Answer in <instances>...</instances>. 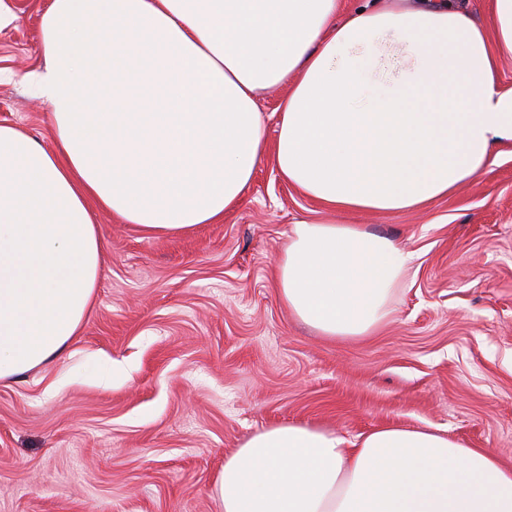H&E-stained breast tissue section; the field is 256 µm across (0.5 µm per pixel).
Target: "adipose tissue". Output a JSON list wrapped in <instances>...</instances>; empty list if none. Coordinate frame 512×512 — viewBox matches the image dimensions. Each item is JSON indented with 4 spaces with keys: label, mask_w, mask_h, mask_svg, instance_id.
<instances>
[{
    "label": "adipose tissue",
    "mask_w": 512,
    "mask_h": 512,
    "mask_svg": "<svg viewBox=\"0 0 512 512\" xmlns=\"http://www.w3.org/2000/svg\"><path fill=\"white\" fill-rule=\"evenodd\" d=\"M40 68L55 147L0 125V381L57 359L103 266L93 209L161 238L237 208L265 156L338 213L398 214L448 196L512 145V0L338 16L337 0H49ZM287 86L267 140L256 100ZM413 256L358 224L299 221L274 277L320 335H370ZM218 512H512V468L421 428L352 443L311 425L225 455Z\"/></svg>",
    "instance_id": "adipose-tissue-1"
}]
</instances>
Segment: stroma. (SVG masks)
<instances>
[{
	"label": "stroma",
	"instance_id": "obj_1",
	"mask_svg": "<svg viewBox=\"0 0 512 512\" xmlns=\"http://www.w3.org/2000/svg\"><path fill=\"white\" fill-rule=\"evenodd\" d=\"M0 32V124L54 146L23 75L46 0ZM335 215L265 158L222 223L150 238L97 212L103 268L61 356L0 381V512H216L225 454L283 423L356 441L444 431L512 466V146L429 206L346 222L412 252L375 335L330 339L282 305L290 224Z\"/></svg>",
	"mask_w": 512,
	"mask_h": 512
}]
</instances>
